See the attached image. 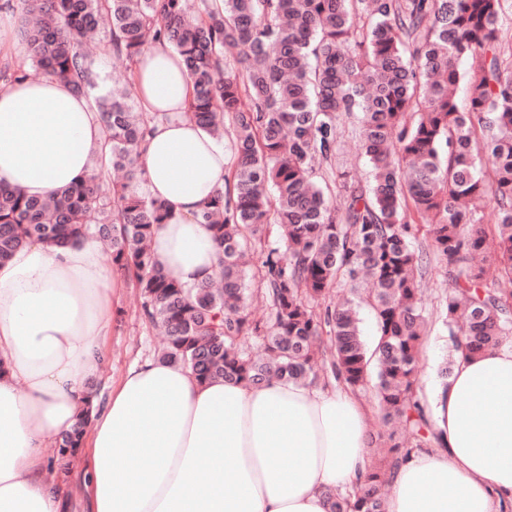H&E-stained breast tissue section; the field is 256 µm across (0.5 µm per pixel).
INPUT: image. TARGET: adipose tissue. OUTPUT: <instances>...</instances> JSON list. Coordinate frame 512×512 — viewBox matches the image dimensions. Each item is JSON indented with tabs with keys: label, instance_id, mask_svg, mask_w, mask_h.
<instances>
[{
	"label": "adipose tissue",
	"instance_id": "ef3b65f1",
	"mask_svg": "<svg viewBox=\"0 0 512 512\" xmlns=\"http://www.w3.org/2000/svg\"><path fill=\"white\" fill-rule=\"evenodd\" d=\"M155 114L140 149L143 187L168 205L154 262L192 286L217 278L209 225L195 221L224 185L234 150L185 119L191 85L169 44L145 48L133 77ZM104 128L88 99L50 77L0 86V184L48 197L89 176ZM88 238L30 242L0 264V512H62L46 450L84 405L105 363L118 275ZM445 447L393 474L386 512H499L512 504V339L457 358L432 407ZM370 412L339 384L200 382L187 368L133 364L94 405L73 466L88 512H330L323 488L351 490L371 460Z\"/></svg>",
	"mask_w": 512,
	"mask_h": 512
}]
</instances>
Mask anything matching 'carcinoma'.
Here are the masks:
<instances>
[{
  "label": "carcinoma",
  "instance_id": "carcinoma-1",
  "mask_svg": "<svg viewBox=\"0 0 512 512\" xmlns=\"http://www.w3.org/2000/svg\"><path fill=\"white\" fill-rule=\"evenodd\" d=\"M507 0H18L24 54L0 48V83L42 73L88 97L107 153L96 173L47 199L0 185V263L21 245L96 238L135 280L143 316L163 329L158 359L201 381L373 387L382 423H401L353 492L328 490L331 512H386L391 470L444 443L417 392L427 316L426 251L444 264L442 315L455 350L474 354L512 335V46ZM133 68L168 42L191 79L185 118L234 133L232 189L196 214L212 226L220 280L187 287L152 259L164 202L141 188L139 147L151 117L132 86L96 93L88 39ZM470 61L460 73L457 63ZM465 81L469 106L456 86ZM362 113L372 181L319 178L331 165L339 117ZM492 190L496 221L476 203ZM278 226L283 246L269 243ZM344 298L331 304L334 289ZM255 299L269 315L256 318ZM367 303L377 340L365 343ZM88 415L57 440L49 468L68 469Z\"/></svg>",
  "mask_w": 512,
  "mask_h": 512
}]
</instances>
